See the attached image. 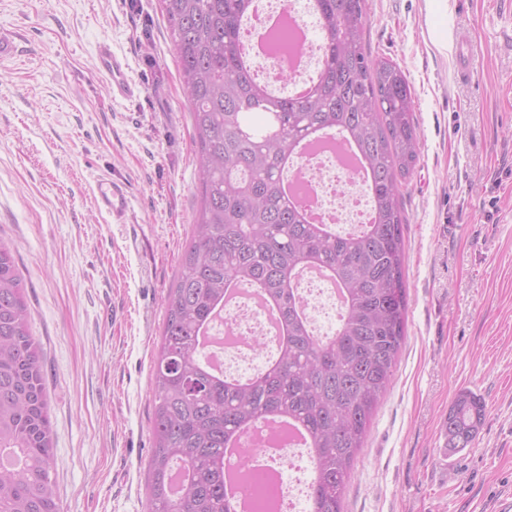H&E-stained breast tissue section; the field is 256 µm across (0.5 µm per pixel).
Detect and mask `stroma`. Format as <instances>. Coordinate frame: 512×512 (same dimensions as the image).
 Wrapping results in <instances>:
<instances>
[{
  "mask_svg": "<svg viewBox=\"0 0 512 512\" xmlns=\"http://www.w3.org/2000/svg\"><path fill=\"white\" fill-rule=\"evenodd\" d=\"M371 57L405 73L420 134L403 183L406 340L344 512H496L512 496V0H365ZM0 242L25 284L59 512H149L152 359L197 208V145L161 0H0ZM472 77L454 72L458 33ZM109 40L140 94L112 99ZM122 185L108 223L95 183ZM469 389L473 447L443 420ZM97 208L111 220V224L125 222L129 209L128 196L125 189L112 179H102L95 187ZM485 417L482 399L470 390L461 391L443 421L448 448L462 450L471 447L484 424Z\"/></svg>",
  "mask_w": 512,
  "mask_h": 512,
  "instance_id": "35a3bbf8",
  "label": "stroma"
}]
</instances>
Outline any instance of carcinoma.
I'll return each instance as SVG.
<instances>
[{"instance_id": "obj_1", "label": "carcinoma", "mask_w": 512, "mask_h": 512, "mask_svg": "<svg viewBox=\"0 0 512 512\" xmlns=\"http://www.w3.org/2000/svg\"><path fill=\"white\" fill-rule=\"evenodd\" d=\"M198 145L199 209L169 289L153 361L151 512H229L224 444L284 415L304 428L314 465L305 512H343L350 472L390 387L405 338L402 180L419 157L409 82L366 50L364 0H317L329 62L300 99L269 96L238 65V26L253 0H162ZM318 131H339L370 171L371 223L337 234L311 224L283 192L287 160ZM305 266L330 270L346 306L315 335L298 291ZM258 286L279 313L276 355L227 381L203 361L197 337L229 285ZM482 399L461 391L443 421L447 446L469 448ZM0 512H59L49 468L51 431L39 344L23 281L0 243Z\"/></svg>"}]
</instances>
